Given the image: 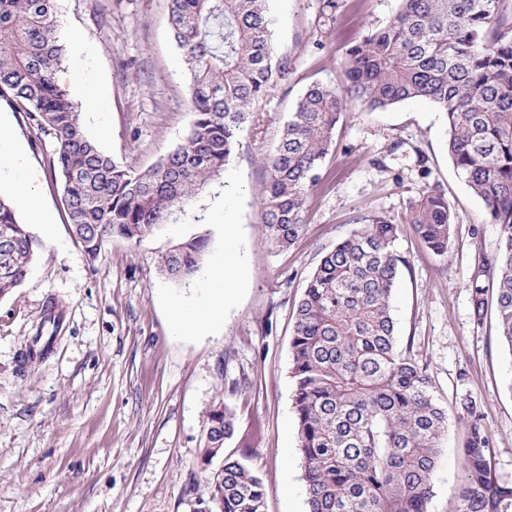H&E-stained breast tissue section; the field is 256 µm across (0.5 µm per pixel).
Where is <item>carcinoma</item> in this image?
I'll list each match as a JSON object with an SVG mask.
<instances>
[{
	"label": "carcinoma",
	"mask_w": 512,
	"mask_h": 512,
	"mask_svg": "<svg viewBox=\"0 0 512 512\" xmlns=\"http://www.w3.org/2000/svg\"><path fill=\"white\" fill-rule=\"evenodd\" d=\"M269 0H170L169 23L189 79L194 119L183 142L136 170L104 153L85 132L58 82L66 49L55 0H0V99L50 136L63 178L71 229L96 257L113 236L131 242L160 229L229 164L256 104L288 79L275 54ZM505 0H400L396 14L350 47L345 85L308 88L291 113L260 201L270 240L287 249L304 229L308 196L321 180L346 102L369 110L428 100L445 115L448 155L499 225V251L482 258L469 285L474 321L495 296L499 336L512 351V17ZM405 223L439 256L448 254L454 215L431 186ZM400 225L373 216L327 253L296 307L291 378L307 512H428L448 415L433 398L426 367L397 347L393 290L405 260ZM36 240L18 208L0 195V297L19 287ZM205 244L181 242L159 271L185 283L200 270ZM458 418L464 487L453 512H512V483L499 479L480 402L463 395ZM236 430L227 406L205 414L200 456L211 471L207 512H267L261 478L224 458Z\"/></svg>",
	"instance_id": "1"
}]
</instances>
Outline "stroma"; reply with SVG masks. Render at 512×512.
Wrapping results in <instances>:
<instances>
[{
	"label": "stroma",
	"mask_w": 512,
	"mask_h": 512,
	"mask_svg": "<svg viewBox=\"0 0 512 512\" xmlns=\"http://www.w3.org/2000/svg\"><path fill=\"white\" fill-rule=\"evenodd\" d=\"M398 7L342 0L326 25L320 0H269L274 48L292 58L293 73L257 103L220 179L156 233L137 244L112 237L93 259L72 234L61 178L50 170L53 139L37 137L23 113L0 102V120L55 217L52 234L31 225L36 262L0 297V512H193L209 496L203 419L220 403L238 427L224 454L258 473L268 512H307L290 378L296 306L322 257L364 217L402 220L432 184L455 214L448 254L403 227L397 248L406 264L393 300L398 348L426 367L448 413L428 512H451L460 490L462 394L481 401L497 473L512 481V353L494 315L476 324L469 290L483 256L497 252L500 230L448 155L441 111L426 100L375 111L348 103L299 239L279 248L261 222L269 178L261 160L275 151L289 112L310 86L339 85L346 50ZM56 11L67 49L58 77L87 134L115 160L150 167L193 120L168 0H56ZM228 213L239 228L241 285L223 321L197 334L176 325L174 307L206 308L220 296L212 270L224 255ZM188 240L204 242L203 262L175 285L159 260ZM51 307L64 316L52 349L22 366Z\"/></svg>",
	"instance_id": "stroma-1"
}]
</instances>
